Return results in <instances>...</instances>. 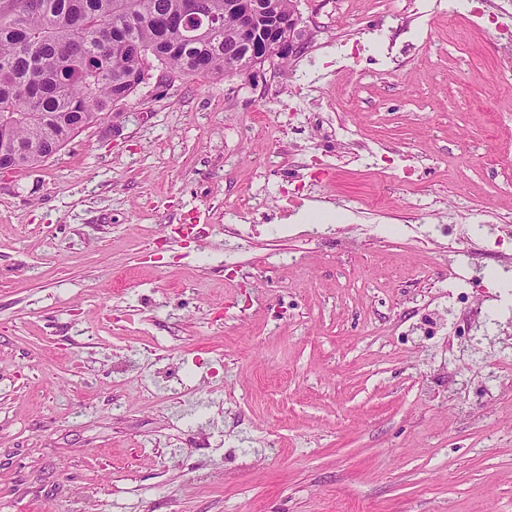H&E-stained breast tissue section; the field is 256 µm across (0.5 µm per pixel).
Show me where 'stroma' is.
Instances as JSON below:
<instances>
[{
  "label": "stroma",
  "instance_id": "stroma-1",
  "mask_svg": "<svg viewBox=\"0 0 512 512\" xmlns=\"http://www.w3.org/2000/svg\"><path fill=\"white\" fill-rule=\"evenodd\" d=\"M299 10L317 107L155 68L0 175V512H512V9ZM259 186L306 200L242 246Z\"/></svg>",
  "mask_w": 512,
  "mask_h": 512
}]
</instances>
